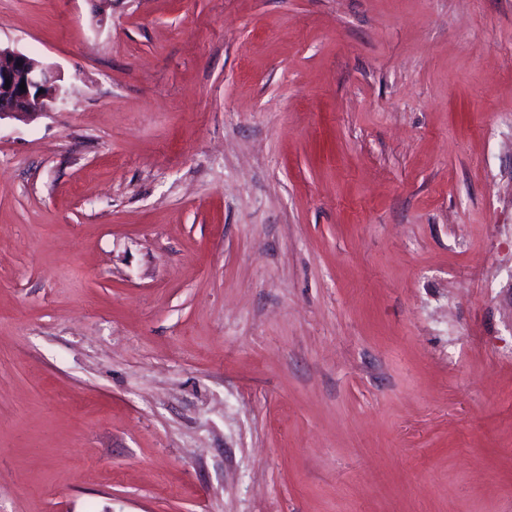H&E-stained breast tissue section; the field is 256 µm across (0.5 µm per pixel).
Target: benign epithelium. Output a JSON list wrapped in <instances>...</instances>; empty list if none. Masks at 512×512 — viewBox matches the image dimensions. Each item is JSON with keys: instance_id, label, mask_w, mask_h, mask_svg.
Segmentation results:
<instances>
[{"instance_id": "obj_1", "label": "benign epithelium", "mask_w": 512, "mask_h": 512, "mask_svg": "<svg viewBox=\"0 0 512 512\" xmlns=\"http://www.w3.org/2000/svg\"><path fill=\"white\" fill-rule=\"evenodd\" d=\"M26 85V90L19 88ZM66 94L64 73L11 46L0 44V119L25 118L53 109Z\"/></svg>"}]
</instances>
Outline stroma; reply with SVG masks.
Here are the masks:
<instances>
[{
    "label": "stroma",
    "mask_w": 512,
    "mask_h": 512,
    "mask_svg": "<svg viewBox=\"0 0 512 512\" xmlns=\"http://www.w3.org/2000/svg\"><path fill=\"white\" fill-rule=\"evenodd\" d=\"M0 512H512V0H0ZM6 79L10 81L8 88H5ZM21 82H25L26 91L20 90ZM66 92L64 73L60 68L0 43V120L48 112Z\"/></svg>",
    "instance_id": "obj_1"
}]
</instances>
